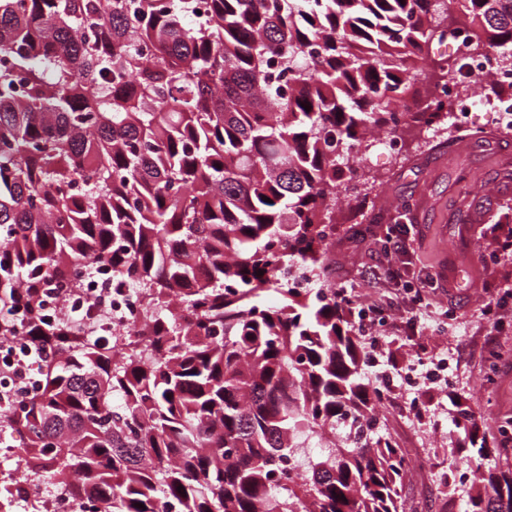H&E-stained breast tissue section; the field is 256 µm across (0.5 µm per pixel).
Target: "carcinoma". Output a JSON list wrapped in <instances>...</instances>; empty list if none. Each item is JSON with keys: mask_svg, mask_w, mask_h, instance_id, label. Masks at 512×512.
I'll use <instances>...</instances> for the list:
<instances>
[{"mask_svg": "<svg viewBox=\"0 0 512 512\" xmlns=\"http://www.w3.org/2000/svg\"><path fill=\"white\" fill-rule=\"evenodd\" d=\"M452 26L512 58V0H0V341L39 354L0 448L86 512H403L353 302L281 271L324 275L348 148L438 117L414 71L454 75L426 52ZM91 259L142 295L124 353L45 308ZM456 426L484 470L464 512H512Z\"/></svg>", "mask_w": 512, "mask_h": 512, "instance_id": "obj_1", "label": "carcinoma"}]
</instances>
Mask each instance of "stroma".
Here are the masks:
<instances>
[{
	"instance_id": "35a3bbf8",
	"label": "stroma",
	"mask_w": 512,
	"mask_h": 512,
	"mask_svg": "<svg viewBox=\"0 0 512 512\" xmlns=\"http://www.w3.org/2000/svg\"><path fill=\"white\" fill-rule=\"evenodd\" d=\"M398 137V156L369 154L358 171L376 179L375 192L337 206L339 232L325 280L355 289L359 303L379 307L387 320L366 377L382 372L393 384L379 413L383 434L411 459L400 491L406 512H462L464 488L441 480L449 460L466 454L454 425L457 403L484 421L512 418V254L498 253L489 232L499 220L512 223V133L499 130L491 113L475 112L464 131L434 137L413 126ZM390 224L411 225L414 272L438 275L426 301L430 311H445L444 327L409 335L401 315L412 290L367 279L369 270L391 261L384 251ZM490 355L496 373L488 384ZM418 356L448 359L453 386L402 392L397 383Z\"/></svg>"
}]
</instances>
